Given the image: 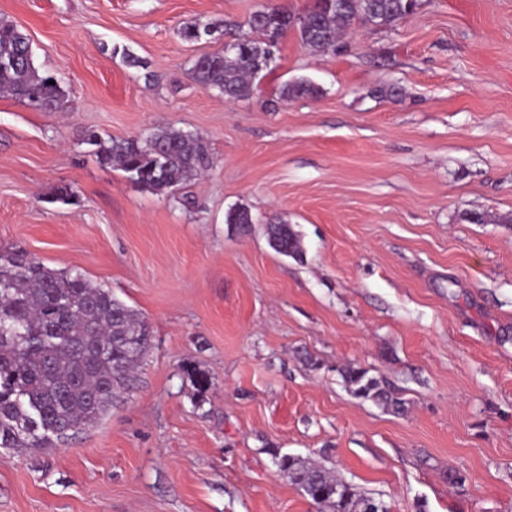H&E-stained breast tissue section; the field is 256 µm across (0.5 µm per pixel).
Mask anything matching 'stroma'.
Listing matches in <instances>:
<instances>
[{
	"instance_id": "1",
	"label": "stroma",
	"mask_w": 512,
	"mask_h": 512,
	"mask_svg": "<svg viewBox=\"0 0 512 512\" xmlns=\"http://www.w3.org/2000/svg\"><path fill=\"white\" fill-rule=\"evenodd\" d=\"M267 2L0 0L70 100L0 95V250L84 272L151 329L135 388L97 424L0 448V512H319L277 453L388 512H512V0H421L326 55L291 29L251 98L203 90L192 63L216 45L180 28ZM299 78L319 96L270 108ZM160 125L213 161L173 196L83 142ZM275 220L301 258L269 246ZM349 363L405 413L353 397Z\"/></svg>"
}]
</instances>
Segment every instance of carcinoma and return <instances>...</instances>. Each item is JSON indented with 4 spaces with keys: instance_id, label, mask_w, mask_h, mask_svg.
<instances>
[{
    "instance_id": "carcinoma-1",
    "label": "carcinoma",
    "mask_w": 512,
    "mask_h": 512,
    "mask_svg": "<svg viewBox=\"0 0 512 512\" xmlns=\"http://www.w3.org/2000/svg\"><path fill=\"white\" fill-rule=\"evenodd\" d=\"M418 0H314L304 13L267 5L256 10L247 29L226 23L195 22L180 36L194 42L221 28H236L228 53L203 54L193 63L196 83L227 99L253 95L257 75L274 61L280 38L298 30L304 45L333 53L341 34L354 22L393 29L416 12ZM261 37L255 38L253 34ZM0 93L27 106L56 112L69 105L67 90L53 75L35 67L29 38L0 22ZM319 88L300 79L285 83L283 101L315 98ZM95 155L115 165L143 189L172 194L212 165L207 144L195 133L171 126L144 137L105 140L84 136ZM226 223L244 230L253 223L246 208L227 213ZM268 243L290 257L302 253L288 224L266 225ZM150 328L112 292L93 284L78 269L58 270L25 252H0V448H51L105 417L114 400L134 382V372L149 348ZM351 393L384 411L400 415L405 401L355 364L339 369ZM279 471L323 512H387L373 498L333 475L321 464L284 454Z\"/></svg>"
}]
</instances>
